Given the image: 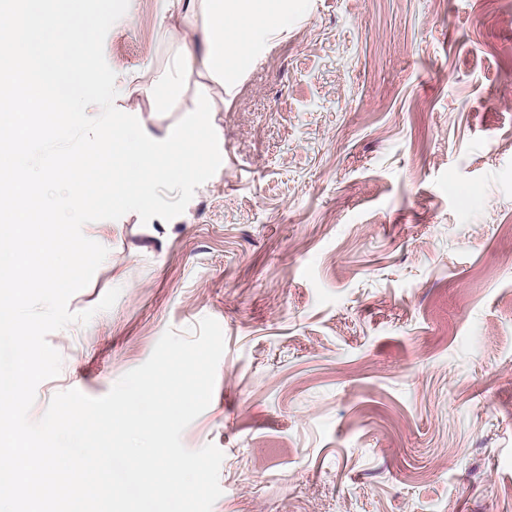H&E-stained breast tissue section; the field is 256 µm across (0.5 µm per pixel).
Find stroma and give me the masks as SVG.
<instances>
[{"label":"stroma","instance_id":"obj_1","mask_svg":"<svg viewBox=\"0 0 512 512\" xmlns=\"http://www.w3.org/2000/svg\"><path fill=\"white\" fill-rule=\"evenodd\" d=\"M130 0L104 55L155 138L183 36ZM183 214L84 226L109 250L51 332V398L105 395L167 329L225 352L183 432L224 454L212 512H512V0H288L212 113Z\"/></svg>","mask_w":512,"mask_h":512}]
</instances>
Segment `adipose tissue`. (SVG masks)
I'll return each mask as SVG.
<instances>
[{"mask_svg":"<svg viewBox=\"0 0 512 512\" xmlns=\"http://www.w3.org/2000/svg\"><path fill=\"white\" fill-rule=\"evenodd\" d=\"M159 4L156 38L167 40L180 29L190 36L189 47L174 59L173 68L195 78L201 112L218 111L225 87L239 76L241 58L263 50L262 42L249 37V28L260 24L275 32L286 19L277 0H159Z\"/></svg>","mask_w":512,"mask_h":512,"instance_id":"ef3b65f1","label":"adipose tissue"}]
</instances>
